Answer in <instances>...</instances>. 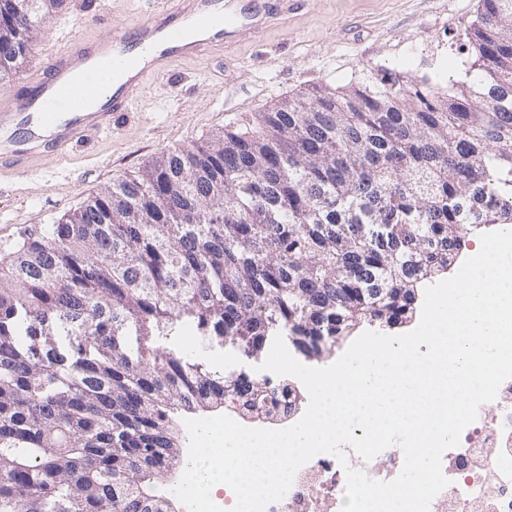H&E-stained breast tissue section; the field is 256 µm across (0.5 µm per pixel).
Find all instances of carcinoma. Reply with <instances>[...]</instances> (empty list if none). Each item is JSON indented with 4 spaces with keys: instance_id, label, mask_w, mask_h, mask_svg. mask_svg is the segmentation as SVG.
Here are the masks:
<instances>
[{
    "instance_id": "obj_1",
    "label": "carcinoma",
    "mask_w": 512,
    "mask_h": 512,
    "mask_svg": "<svg viewBox=\"0 0 512 512\" xmlns=\"http://www.w3.org/2000/svg\"><path fill=\"white\" fill-rule=\"evenodd\" d=\"M40 30L0 0V85ZM465 79L313 87L163 151L0 262V512H175L173 414L293 415L288 383L148 344L188 321L238 350L394 329L473 230L512 224V0H480ZM141 336L136 350L112 330Z\"/></svg>"
}]
</instances>
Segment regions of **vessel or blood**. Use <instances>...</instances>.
Instances as JSON below:
<instances>
[{
  "instance_id": "vessel-or-blood-1",
  "label": "vessel or blood",
  "mask_w": 512,
  "mask_h": 512,
  "mask_svg": "<svg viewBox=\"0 0 512 512\" xmlns=\"http://www.w3.org/2000/svg\"><path fill=\"white\" fill-rule=\"evenodd\" d=\"M136 25L112 23L93 42L69 40L47 49L48 60L20 95L0 103V170H27L105 131L129 111L148 77L171 62L261 33L286 0H145Z\"/></svg>"
}]
</instances>
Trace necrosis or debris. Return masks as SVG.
I'll return each instance as SVG.
<instances>
[{"label":"necrosis or debris","instance_id":"1","mask_svg":"<svg viewBox=\"0 0 512 512\" xmlns=\"http://www.w3.org/2000/svg\"><path fill=\"white\" fill-rule=\"evenodd\" d=\"M345 454L353 468L379 481L393 480L404 455L391 445L371 460L353 449ZM442 469L450 484L432 501L430 512H512V379L495 401L483 404L459 446L447 450ZM346 475L334 455L314 456L296 473L286 496L267 512H340Z\"/></svg>","mask_w":512,"mask_h":512}]
</instances>
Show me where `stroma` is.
<instances>
[{
    "instance_id": "1",
    "label": "stroma",
    "mask_w": 512,
    "mask_h": 512,
    "mask_svg": "<svg viewBox=\"0 0 512 512\" xmlns=\"http://www.w3.org/2000/svg\"><path fill=\"white\" fill-rule=\"evenodd\" d=\"M479 5V0H290L259 38L174 62L167 76L149 81L111 130L32 170L0 173V258L159 152L226 128H246L258 113L305 89L344 86L383 69L434 78L452 70L464 76L467 64L458 47ZM144 15L141 0H111L106 16L91 7L83 10L73 35L102 37L111 23L133 25ZM60 19L57 12L48 17L26 65L0 87V100L24 91ZM154 345L222 374H249L258 364L231 344H198L188 325L156 337Z\"/></svg>"
}]
</instances>
